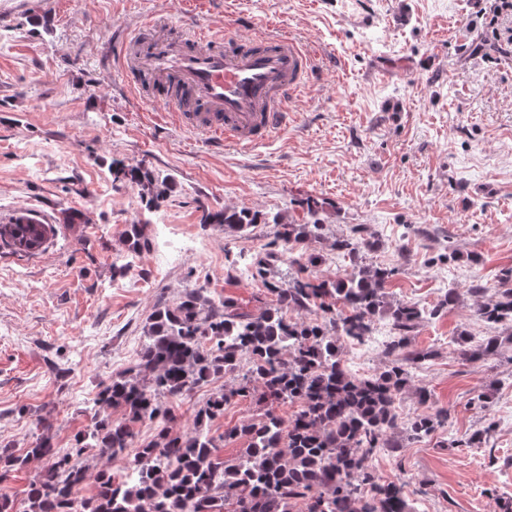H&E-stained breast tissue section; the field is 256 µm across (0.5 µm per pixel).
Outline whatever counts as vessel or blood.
Instances as JSON below:
<instances>
[{"label":"vessel or blood","instance_id":"obj_1","mask_svg":"<svg viewBox=\"0 0 512 512\" xmlns=\"http://www.w3.org/2000/svg\"><path fill=\"white\" fill-rule=\"evenodd\" d=\"M119 60L161 87L176 123L246 151L287 128L288 103L315 56L286 34L243 40L196 28L172 37L148 20L125 38Z\"/></svg>","mask_w":512,"mask_h":512}]
</instances>
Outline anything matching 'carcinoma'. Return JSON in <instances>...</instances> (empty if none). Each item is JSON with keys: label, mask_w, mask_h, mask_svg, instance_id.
<instances>
[{"label": "carcinoma", "mask_w": 512, "mask_h": 512, "mask_svg": "<svg viewBox=\"0 0 512 512\" xmlns=\"http://www.w3.org/2000/svg\"><path fill=\"white\" fill-rule=\"evenodd\" d=\"M112 184L139 189L148 210L159 208L173 191V180L140 163L112 161ZM312 222L297 224L281 215L267 219L249 208L211 211L202 202L200 223L222 224L235 236L250 234L261 224L276 226L275 238L252 263V275L263 276L279 256L304 270L315 258L295 246L322 237L315 219L320 204L306 201ZM51 224H30L12 217L0 224V244L21 255L45 251ZM374 242L346 235L333 249L353 262L351 272L329 282L294 277L287 285L265 282L273 303L257 314L239 311L229 299L215 300L202 286L184 291L176 301L158 305L143 329L145 341L134 366L97 394L99 412L89 430L75 436L71 452L61 454L47 435L38 437L23 456L0 451V468H23L31 459L50 460L37 475L21 505L0 496V512H293L303 501L306 512H414L404 485L385 482L370 459L378 451H395L389 434L399 427L414 440L448 423V410L431 394L419 393L426 412L402 422L398 399L411 382L408 365L426 360L429 352L409 350V333L425 320L447 311L456 300L448 290L429 307L387 299L394 270L358 262ZM318 311L311 320L293 319L288 311ZM490 328L512 323V275L506 276L495 300L476 310ZM389 320L393 336L385 345L388 363L380 372L360 377L342 356V342L362 343L375 320ZM460 355L477 362L493 354L498 337L473 345L458 338ZM239 373L236 387L209 396L195 413L192 428L175 432V416L164 398H178L228 373ZM258 398L267 404L260 418L224 431L223 440L247 438L239 456L226 459L210 436V424L224 416L232 399ZM296 409L288 418L279 405ZM121 409L113 417L110 409ZM157 424L156 437L139 446L128 471L117 477L97 474V491L82 499L76 490L89 477L81 462L90 450L118 456L133 445L135 428Z\"/></svg>", "instance_id": "1"}]
</instances>
